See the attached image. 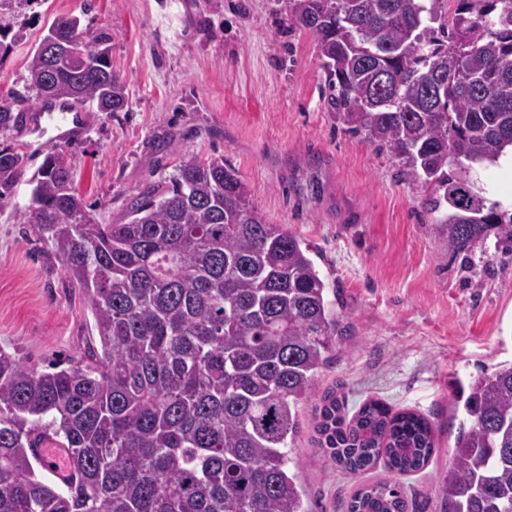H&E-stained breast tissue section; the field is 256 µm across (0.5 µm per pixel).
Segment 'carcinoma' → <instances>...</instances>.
<instances>
[{
  "label": "carcinoma",
  "instance_id": "obj_1",
  "mask_svg": "<svg viewBox=\"0 0 512 512\" xmlns=\"http://www.w3.org/2000/svg\"><path fill=\"white\" fill-rule=\"evenodd\" d=\"M314 38L345 132L385 148L427 190L448 251H512V213L462 175L512 146V0H283ZM48 33L78 40L88 61L62 54L47 74L27 61L34 101L128 104L100 36L76 17ZM27 97L0 98V132L20 127ZM27 158L0 148V204ZM455 168L453 175L448 169ZM26 223L61 257L90 309L99 346L40 372L0 349V512H312L290 445L299 406L350 333L310 247L252 204L224 157H186L149 184L125 224L98 223L64 158L30 179ZM318 443L357 473L384 460L396 475L423 469L430 422L378 400L352 418L321 399ZM464 412L453 461L436 486L445 512H512V363L449 396ZM76 478H52L32 457L43 438ZM394 480L360 489L350 512H405Z\"/></svg>",
  "mask_w": 512,
  "mask_h": 512
}]
</instances>
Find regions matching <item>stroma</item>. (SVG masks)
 <instances>
[{
	"label": "stroma",
	"mask_w": 512,
	"mask_h": 512,
	"mask_svg": "<svg viewBox=\"0 0 512 512\" xmlns=\"http://www.w3.org/2000/svg\"><path fill=\"white\" fill-rule=\"evenodd\" d=\"M60 14L108 36L128 105L90 112L80 140L0 132V144L38 145L0 207V348L46 372L94 334L60 257L21 216L28 177L48 154L64 156L102 224L123 223L146 185L185 156L224 157L261 214L310 245L353 326L300 409L291 456L314 512H348L356 490L389 476L381 464L349 474L317 447L320 397L332 390L351 413L374 399L430 421L434 454L400 482L407 512H443L434 487L455 446L450 385L512 362V253L473 269L449 254L421 184L344 133L313 37L290 26L277 0H0V25L24 34L0 59V97L25 94L27 56ZM468 177L488 202L512 197L511 167L476 165Z\"/></svg>",
	"instance_id": "obj_1"
}]
</instances>
